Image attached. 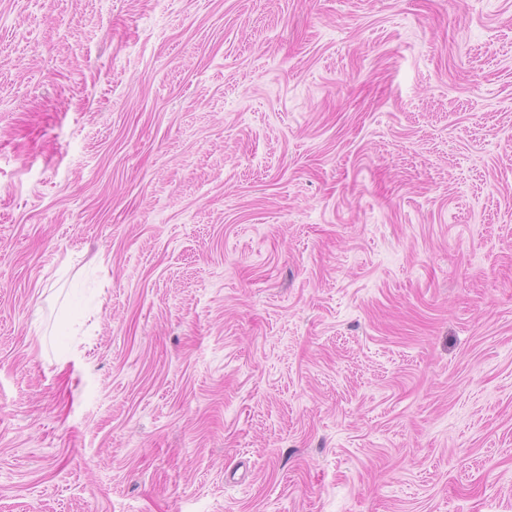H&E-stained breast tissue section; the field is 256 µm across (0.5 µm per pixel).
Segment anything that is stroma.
I'll return each mask as SVG.
<instances>
[{"mask_svg": "<svg viewBox=\"0 0 512 512\" xmlns=\"http://www.w3.org/2000/svg\"><path fill=\"white\" fill-rule=\"evenodd\" d=\"M0 512H512V0H0Z\"/></svg>", "mask_w": 512, "mask_h": 512, "instance_id": "stroma-1", "label": "stroma"}]
</instances>
